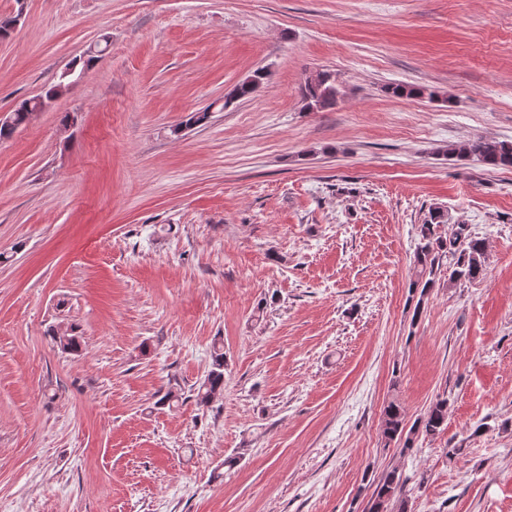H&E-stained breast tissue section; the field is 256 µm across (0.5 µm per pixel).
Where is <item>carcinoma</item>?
Returning <instances> with one entry per match:
<instances>
[{
  "label": "carcinoma",
  "mask_w": 512,
  "mask_h": 512,
  "mask_svg": "<svg viewBox=\"0 0 512 512\" xmlns=\"http://www.w3.org/2000/svg\"><path fill=\"white\" fill-rule=\"evenodd\" d=\"M100 56L90 55L85 60L71 62L72 69L61 71L57 81L44 94L26 99L9 112L12 123L0 124V139H9L21 126L25 125L30 116L36 112L39 103L53 101L62 95L61 86L76 84L82 74L91 68ZM267 78V71L256 69L238 83L231 93L234 100H245L252 97ZM387 94L395 98L414 99L428 96L432 100L441 99L436 91L409 84H391L385 88ZM338 89L336 80L328 72L322 73L318 81L306 80L302 87V101L308 111H324L336 106ZM444 156L466 160L471 157L493 169L512 170V143L488 140L483 137L469 138L450 144L439 150ZM448 218L440 207L429 210L428 216L418 228V244L413 254V266L417 278L409 285V301L415 302L413 318H418L425 303V297L436 283L437 272L441 271L443 257L448 262V286L460 282L483 280L488 274V246L485 240L472 234L466 224H454L450 231L444 233L442 226ZM67 340L53 337L56 345L64 352L77 353L81 349L80 337L75 328L66 333ZM224 392V346L214 345L211 361L203 381L196 389V405L205 407ZM448 427V398L442 397L433 402L427 412L411 427H406L404 411L396 399L389 400L382 410L381 435L385 444L403 442V448L413 447L420 437H434ZM405 480L396 470L383 473L370 495L367 512H407V503L400 498Z\"/></svg>",
  "instance_id": "cac0c4a2"
}]
</instances>
